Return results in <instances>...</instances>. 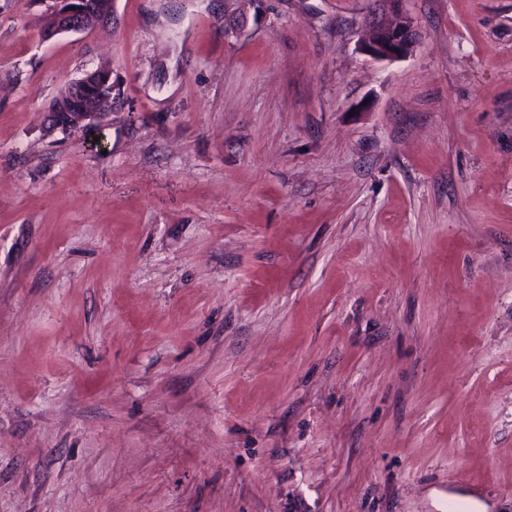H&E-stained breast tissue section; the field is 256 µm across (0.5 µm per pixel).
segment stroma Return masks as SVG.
I'll return each instance as SVG.
<instances>
[{
  "label": "stroma",
  "instance_id": "1",
  "mask_svg": "<svg viewBox=\"0 0 512 512\" xmlns=\"http://www.w3.org/2000/svg\"><path fill=\"white\" fill-rule=\"evenodd\" d=\"M371 2L0 0V512H512V0ZM57 5L43 29L46 39L69 32H82L112 21V0H53ZM378 8L369 20V35L362 43V51L379 60L406 56L416 41L412 21L400 9L402 0H375ZM398 15L395 22L384 20L386 13ZM112 108L109 70L99 68L68 84L48 110L56 128L75 130L98 119Z\"/></svg>",
  "mask_w": 512,
  "mask_h": 512
}]
</instances>
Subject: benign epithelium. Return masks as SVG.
<instances>
[{"instance_id":"7a95c632","label":"benign epithelium","mask_w":512,"mask_h":512,"mask_svg":"<svg viewBox=\"0 0 512 512\" xmlns=\"http://www.w3.org/2000/svg\"><path fill=\"white\" fill-rule=\"evenodd\" d=\"M56 6L43 29L51 39L69 32H82L96 24L112 21V0H54ZM377 8L369 20V35L362 51L379 60L407 55L416 41L412 21L400 9L402 0H375ZM112 108L109 70L99 68L68 84L48 110L56 128L75 130L99 118Z\"/></svg>"}]
</instances>
